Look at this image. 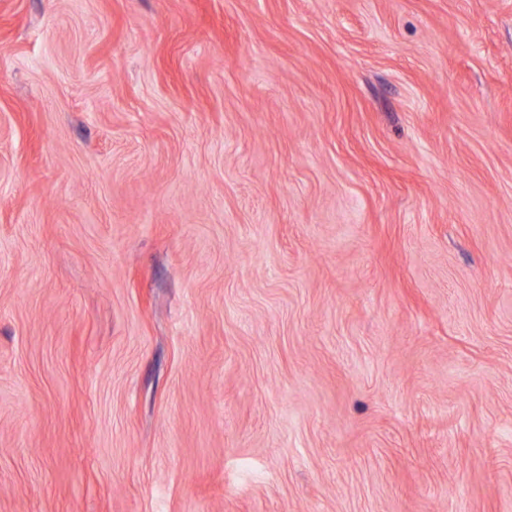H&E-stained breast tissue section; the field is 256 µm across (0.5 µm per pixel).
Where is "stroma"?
<instances>
[{"instance_id": "obj_1", "label": "stroma", "mask_w": 512, "mask_h": 512, "mask_svg": "<svg viewBox=\"0 0 512 512\" xmlns=\"http://www.w3.org/2000/svg\"><path fill=\"white\" fill-rule=\"evenodd\" d=\"M0 512H512V0H0Z\"/></svg>"}]
</instances>
